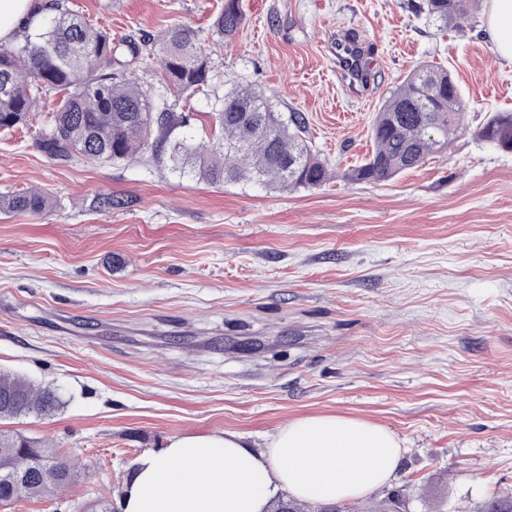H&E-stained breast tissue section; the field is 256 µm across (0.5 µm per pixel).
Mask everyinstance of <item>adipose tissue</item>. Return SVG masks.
Instances as JSON below:
<instances>
[{"label":"adipose tissue","instance_id":"ef3b65f1","mask_svg":"<svg viewBox=\"0 0 512 512\" xmlns=\"http://www.w3.org/2000/svg\"><path fill=\"white\" fill-rule=\"evenodd\" d=\"M497 53L512 62V0H487ZM49 0H0V44H9ZM402 450L385 427L337 415L295 418L263 449L225 431L168 439L140 457L119 512H264L269 498L336 503L372 495L396 475Z\"/></svg>","mask_w":512,"mask_h":512}]
</instances>
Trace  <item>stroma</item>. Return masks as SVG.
<instances>
[{"label":"stroma","mask_w":512,"mask_h":512,"mask_svg":"<svg viewBox=\"0 0 512 512\" xmlns=\"http://www.w3.org/2000/svg\"><path fill=\"white\" fill-rule=\"evenodd\" d=\"M416 0H69L112 34L199 29L213 86L249 85L337 170L316 188L214 186L142 162L60 164L47 117L0 134V195L39 191L32 216L0 211V370L57 388L49 417L0 420L74 463L68 487L0 512H86L116 500L135 461L176 435L234 431L260 445L288 421L336 414L390 429L406 512H484L512 498V152L480 141L512 111V63L485 5L440 32ZM354 31L370 83L332 62ZM448 67L469 103L447 153L393 180L355 183L383 100L417 65ZM123 200L109 212L96 196ZM244 22L239 0H225L224 9L213 22L211 32L220 41L229 42L235 37Z\"/></svg>","instance_id":"obj_1"}]
</instances>
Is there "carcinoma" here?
I'll return each instance as SVG.
<instances>
[{
	"instance_id": "carcinoma-1",
	"label": "carcinoma",
	"mask_w": 512,
	"mask_h": 512,
	"mask_svg": "<svg viewBox=\"0 0 512 512\" xmlns=\"http://www.w3.org/2000/svg\"><path fill=\"white\" fill-rule=\"evenodd\" d=\"M476 0H422L418 11L439 23L460 27ZM244 22L239 0H224L211 32L229 42ZM157 54L166 93L154 96L135 75L138 65ZM210 61L201 32L174 24L156 39L112 40L107 31L69 12L54 0L51 14L23 26L22 41L0 47V132L9 133L59 95L39 147L53 160L80 155L102 163L140 157L180 176L211 184L253 182L280 191L320 186L332 172L304 139L299 112L284 119L269 98L250 87L209 94L213 139L197 142L186 133L196 120L177 110V99L210 86ZM467 103L449 70L422 63L390 92L374 117V149L350 169L352 182H385L444 154L464 128ZM481 140L512 151V112H491L478 127ZM54 207L41 192L0 197V208L42 215ZM61 394L0 372V419L50 416ZM0 494L14 499L52 493L72 480L73 467L21 435L0 431Z\"/></svg>"
}]
</instances>
